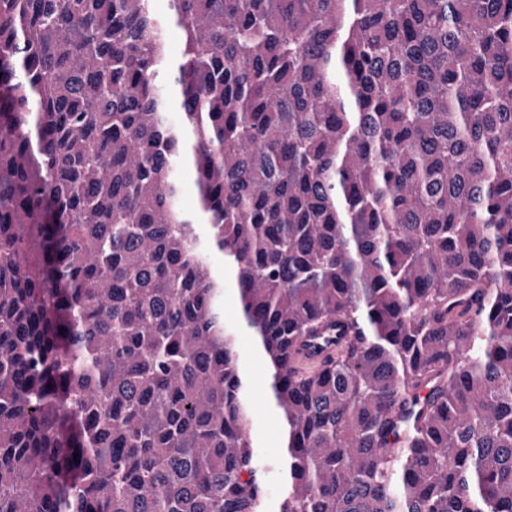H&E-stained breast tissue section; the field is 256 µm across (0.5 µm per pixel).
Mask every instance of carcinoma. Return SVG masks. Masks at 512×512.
<instances>
[{
  "label": "carcinoma",
  "mask_w": 512,
  "mask_h": 512,
  "mask_svg": "<svg viewBox=\"0 0 512 512\" xmlns=\"http://www.w3.org/2000/svg\"><path fill=\"white\" fill-rule=\"evenodd\" d=\"M244 331L278 512H512V0H0V512H264ZM345 336L340 321L336 319V328L330 332V336H324L323 340H311L307 345L298 346L294 353L303 361L321 364L328 357L336 355V350L348 339ZM241 349L249 374L253 377V391L250 402L254 411V438L262 455L272 461L267 470V486L270 495L266 510L275 512L278 510L279 497L285 480V474L281 467L273 464L281 439L280 424L268 400L267 366L264 360L256 355L251 340L245 333L241 336Z\"/></svg>",
  "instance_id": "carcinoma-1"
}]
</instances>
